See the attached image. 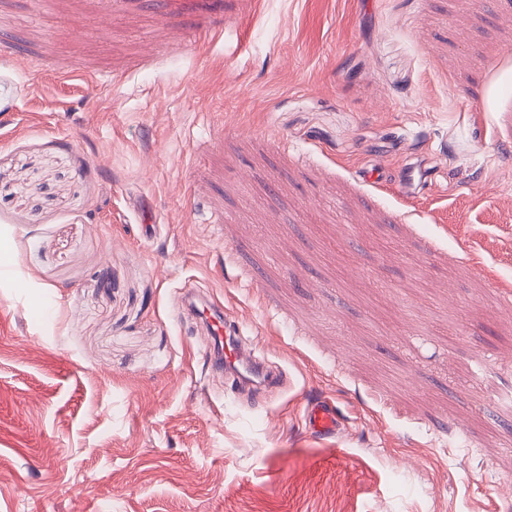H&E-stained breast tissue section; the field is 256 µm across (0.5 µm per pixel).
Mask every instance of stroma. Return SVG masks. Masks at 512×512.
<instances>
[{"instance_id":"1","label":"stroma","mask_w":512,"mask_h":512,"mask_svg":"<svg viewBox=\"0 0 512 512\" xmlns=\"http://www.w3.org/2000/svg\"><path fill=\"white\" fill-rule=\"evenodd\" d=\"M510 212L512 0H0V512H512ZM436 171L422 160L412 162L403 169L401 188L404 192L415 194L426 184H430ZM180 313L191 315L210 336L205 352L210 371L224 373L235 387L257 397H265L269 391L281 387V375L255 355L253 346L242 338L238 323L224 318L223 303L202 298L200 306L182 304ZM305 422L308 428L320 434H336L339 429L336 410L325 400L315 401L306 407Z\"/></svg>"}]
</instances>
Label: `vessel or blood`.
Listing matches in <instances>:
<instances>
[{
  "instance_id": "obj_1",
  "label": "vessel or blood",
  "mask_w": 512,
  "mask_h": 512,
  "mask_svg": "<svg viewBox=\"0 0 512 512\" xmlns=\"http://www.w3.org/2000/svg\"><path fill=\"white\" fill-rule=\"evenodd\" d=\"M434 175V169L426 162L420 160L410 163L403 171L401 187L404 192L417 193L424 185L432 182ZM183 312L192 316L210 338L206 348L207 367L210 371L224 375L238 389L259 397L281 387L280 374L270 370L256 356L253 346L242 338L238 323L225 318L223 303L205 299L198 304H189ZM305 422L308 428L320 434H333L339 429L334 406L324 400L306 407Z\"/></svg>"
}]
</instances>
